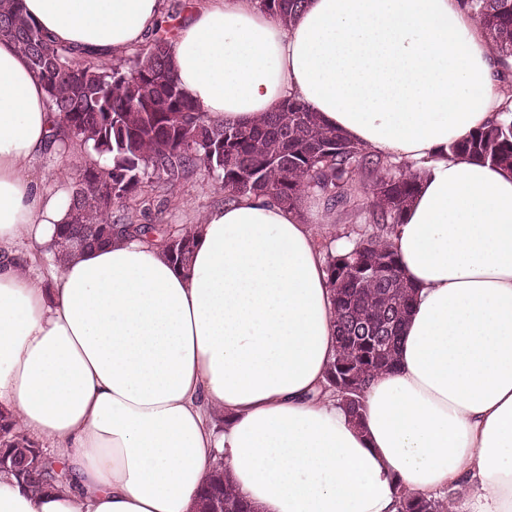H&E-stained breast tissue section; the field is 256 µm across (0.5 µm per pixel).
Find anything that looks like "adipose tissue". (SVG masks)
<instances>
[{
    "label": "adipose tissue",
    "mask_w": 512,
    "mask_h": 512,
    "mask_svg": "<svg viewBox=\"0 0 512 512\" xmlns=\"http://www.w3.org/2000/svg\"><path fill=\"white\" fill-rule=\"evenodd\" d=\"M56 43L110 58L162 0H24ZM171 66L210 118L287 98L375 154L421 167L390 242L416 300L360 419L324 393L336 352L325 254L304 208L245 196L198 221L186 268L116 239L33 272L67 206L34 162L57 118L0 40V413L69 480L0 476V512H197L216 462L257 512H512V169L448 153L512 108V80L459 0H192ZM305 0H258L264 12L278 16L283 22L291 19L301 10ZM398 512H448L444 502L438 499L415 498L403 494Z\"/></svg>",
    "instance_id": "adipose-tissue-1"
}]
</instances>
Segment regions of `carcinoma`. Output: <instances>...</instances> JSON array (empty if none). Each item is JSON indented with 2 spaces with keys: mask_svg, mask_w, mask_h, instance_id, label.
I'll use <instances>...</instances> for the list:
<instances>
[{
  "mask_svg": "<svg viewBox=\"0 0 512 512\" xmlns=\"http://www.w3.org/2000/svg\"><path fill=\"white\" fill-rule=\"evenodd\" d=\"M305 0H258L261 10L289 22ZM502 59L512 58V0H461ZM0 38L28 57L64 129L60 151L86 160L65 199L68 220L57 225L52 248L63 257L115 236L161 247L178 267L194 247L190 224H140L157 199L203 171L224 201L269 196L286 206L309 193L340 208L361 174L374 176L360 223L323 237L328 284L336 311L337 350L325 388L355 416L374 377L392 368L401 327L413 302L398 254L388 243L423 174L407 163L373 155L324 126L304 104L285 100L254 123L211 119L172 70L168 31L152 34L131 55L101 60L55 43L25 14L23 0H0ZM448 152L512 168V118L481 126L451 142ZM346 238L352 247L334 249ZM386 337L379 348L375 337ZM54 462L14 432L0 414V474L33 491L58 482ZM254 512L214 470L202 490L201 512ZM398 512H447L438 499L403 496Z\"/></svg>",
  "mask_w": 512,
  "mask_h": 512,
  "instance_id": "1",
  "label": "carcinoma"
}]
</instances>
